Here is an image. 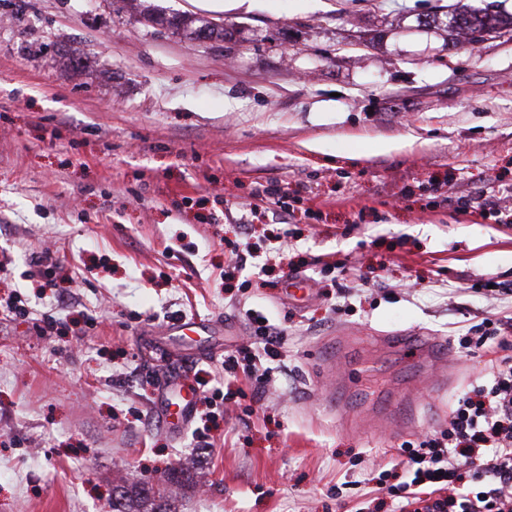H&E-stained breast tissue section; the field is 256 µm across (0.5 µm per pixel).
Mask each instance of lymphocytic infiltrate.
Listing matches in <instances>:
<instances>
[{
	"label": "lymphocytic infiltrate",
	"instance_id": "1",
	"mask_svg": "<svg viewBox=\"0 0 512 512\" xmlns=\"http://www.w3.org/2000/svg\"><path fill=\"white\" fill-rule=\"evenodd\" d=\"M259 340L246 365L224 362L229 376L244 374L253 396L279 361L284 330L266 317L251 318ZM400 469H379L378 489L391 512H512V357L457 399L448 424L398 448Z\"/></svg>",
	"mask_w": 512,
	"mask_h": 512
}]
</instances>
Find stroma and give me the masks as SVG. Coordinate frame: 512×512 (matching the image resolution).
Segmentation results:
<instances>
[{
  "mask_svg": "<svg viewBox=\"0 0 512 512\" xmlns=\"http://www.w3.org/2000/svg\"><path fill=\"white\" fill-rule=\"evenodd\" d=\"M485 2L512 13L145 0L223 26L199 41L126 0H0V296L30 311L0 317V512H108L116 481L172 467L177 512H354L402 442L371 430L375 410L405 414L394 391L417 395V435L444 426L489 366L459 340L507 308L488 284L512 287V225L456 209L482 191L512 208V41L449 25ZM270 182L296 218L254 222L234 266L242 207ZM45 248L51 290L24 276ZM343 259L362 282L331 268ZM250 311L285 331L257 401L224 383ZM46 312L51 338L34 328ZM185 317L220 329L165 336ZM390 336L439 338L451 360L418 365ZM182 387L198 400L174 428L158 409ZM348 480L341 508L326 492Z\"/></svg>",
  "mask_w": 512,
  "mask_h": 512,
  "instance_id": "35a3bbf8",
  "label": "stroma"
}]
</instances>
